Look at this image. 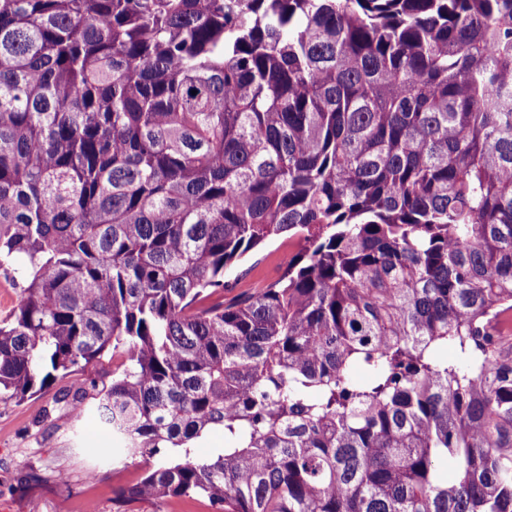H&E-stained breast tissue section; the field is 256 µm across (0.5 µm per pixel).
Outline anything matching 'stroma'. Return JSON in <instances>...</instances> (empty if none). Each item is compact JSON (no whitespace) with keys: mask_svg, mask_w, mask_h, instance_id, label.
Returning a JSON list of instances; mask_svg holds the SVG:
<instances>
[{"mask_svg":"<svg viewBox=\"0 0 512 512\" xmlns=\"http://www.w3.org/2000/svg\"><path fill=\"white\" fill-rule=\"evenodd\" d=\"M287 265V239L270 242L240 263L234 289L271 283ZM111 373L107 354L24 402H0V512H83L89 501L99 512H212L200 497L117 504L115 490L141 478L144 465L138 459L113 461L112 437L102 429L96 407L88 406L75 424L43 420L44 408L60 390L83 387ZM93 470L99 473L94 480L88 477Z\"/></svg>","mask_w":512,"mask_h":512,"instance_id":"35a3bbf8","label":"stroma"}]
</instances>
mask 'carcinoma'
<instances>
[{"instance_id": "cac0c4a2", "label": "carcinoma", "mask_w": 512, "mask_h": 512, "mask_svg": "<svg viewBox=\"0 0 512 512\" xmlns=\"http://www.w3.org/2000/svg\"><path fill=\"white\" fill-rule=\"evenodd\" d=\"M0 269L118 503L512 512V0H0ZM288 265V239L268 243L262 250L243 260L228 275L230 280L243 271L242 277L236 278L232 291L224 292V298L232 297L241 291L254 288L259 284L271 283L282 276Z\"/></svg>"}]
</instances>
